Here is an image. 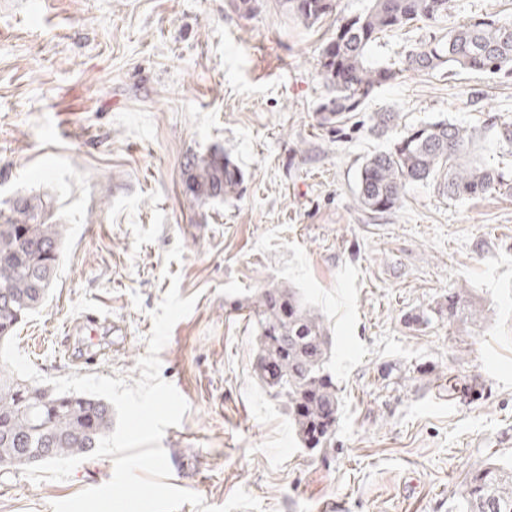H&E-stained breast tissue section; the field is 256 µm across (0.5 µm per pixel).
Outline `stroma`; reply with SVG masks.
I'll return each mask as SVG.
<instances>
[{"label": "stroma", "instance_id": "stroma-1", "mask_svg": "<svg viewBox=\"0 0 512 512\" xmlns=\"http://www.w3.org/2000/svg\"><path fill=\"white\" fill-rule=\"evenodd\" d=\"M367 5L338 0L311 27L276 0L251 18L228 0L0 5V201L49 194L67 229L18 347L47 378L135 383L151 313L178 275L196 304L160 374L190 410L162 446L169 485L211 506L242 488L263 512H455L470 471L512 461V194L454 201L415 183L383 215L355 200L363 160L391 143L371 132L374 112H397L402 127L512 121V75L409 73L344 135L320 129V50L337 18ZM491 12L512 22V0H452L442 27ZM432 33L413 22L371 56ZM213 151L244 171L239 196L187 193V156ZM273 287L295 289L331 327L341 405L322 457L255 377L248 305ZM461 288L478 321L447 315ZM113 471L104 457L64 481L0 473V512H53Z\"/></svg>", "mask_w": 512, "mask_h": 512}]
</instances>
